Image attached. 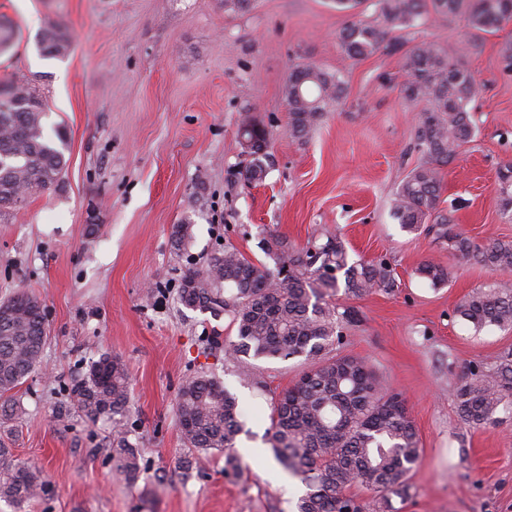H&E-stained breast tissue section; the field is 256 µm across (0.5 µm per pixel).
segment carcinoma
Returning a JSON list of instances; mask_svg holds the SVG:
<instances>
[{"label":"carcinoma","mask_w":512,"mask_h":512,"mask_svg":"<svg viewBox=\"0 0 512 512\" xmlns=\"http://www.w3.org/2000/svg\"><path fill=\"white\" fill-rule=\"evenodd\" d=\"M340 10L353 12L339 32L345 56L357 61L381 50L398 52L403 43L391 37L394 28L418 25L428 10L461 16L477 32L493 33L512 22V0H375L376 16L355 13L361 0H335ZM36 46L49 58L69 54L71 41L49 21L40 30ZM407 80L404 97L424 100L429 108L416 115L414 147L424 161L411 170L393 198V215L410 232L426 227L434 239L448 245L455 257L489 268L512 270V241L477 244L439 209L444 168L456 146L473 134L468 105L474 96V73L459 61L440 54L430 44L403 52ZM344 81L316 65L293 70L282 88L288 108V130L306 138L326 108L343 96ZM0 216L21 205L24 188L34 194L58 182L67 167L64 141L45 133L46 104L29 82L0 88ZM246 170L254 182L267 175L268 154L250 152ZM498 201L512 212V163L497 172ZM264 252L275 267H260L232 245L200 269H190L180 285L179 300L191 308L219 317L229 314L237 326V340L225 345L236 355L253 358L312 360L295 383L273 405L270 443L277 461L305 485L297 512H369L368 503L349 492L353 485L375 494L383 512H398L393 499L410 497V473L420 459L415 422L400 392L386 387L374 368L355 356H328L344 339L345 325L358 321L353 309L329 307L325 295L344 289L362 296L370 291L390 293L397 287L391 265L384 259L351 262L344 244L333 236L323 243L295 248L279 237L264 242ZM287 275L280 276L282 270ZM418 274L434 287L448 283V267L426 261ZM455 315L479 332L489 326L512 327V282L500 281L488 289L464 296ZM45 316L38 299L15 294L0 302V399L17 406L10 393L41 366ZM74 406L94 422L112 419V447L117 468L135 479L138 454L122 422L129 407V375L121 359L104 355L88 366L86 376L72 384ZM456 407L469 430L499 421L498 414L512 404V354L491 370L469 364L455 382ZM175 414L185 446L206 453L225 451L226 464L236 469L230 454L244 432L236 397L212 376L194 374L180 386ZM45 491L39 472L12 463L10 449L0 447V499L22 507Z\"/></svg>","instance_id":"carcinoma-1"}]
</instances>
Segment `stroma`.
<instances>
[{
    "label": "stroma",
    "mask_w": 512,
    "mask_h": 512,
    "mask_svg": "<svg viewBox=\"0 0 512 512\" xmlns=\"http://www.w3.org/2000/svg\"><path fill=\"white\" fill-rule=\"evenodd\" d=\"M345 20L332 0H254L238 13L224 0H0V26L15 32L0 54V86L24 77L40 89L46 133L64 136L68 158L59 183L0 218V300L37 298L47 328L41 367L12 392L19 417L0 424L14 462L47 484L19 512H296L305 487L276 462L267 431L275 399L308 360L230 357L231 317L179 301L186 271L225 243L264 264L273 235L297 246L333 235L350 260L383 258L395 272L392 293L329 302L360 316L343 353L368 360L414 418L423 451L399 512H512V419L473 431L454 403L464 366L491 368L512 352V328L476 333L454 315L500 274L394 218V194L423 160L414 117L428 104L401 95V54L346 59ZM48 21L70 37L65 58L36 49ZM400 37L477 75L475 133L446 169L440 207L476 241L512 240L497 199V170L512 162V31L478 36L463 18L432 13ZM307 64L340 72L344 94L297 139L281 88ZM246 115L268 143L260 183L246 178ZM177 224L190 227L181 247ZM427 260L449 265L447 285L419 276ZM106 354L129 374L124 425L140 461L132 482L113 464L111 419L87 420L68 396ZM198 372L239 399V470L217 451L180 466L189 456L175 397Z\"/></svg>",
    "instance_id": "1"
}]
</instances>
